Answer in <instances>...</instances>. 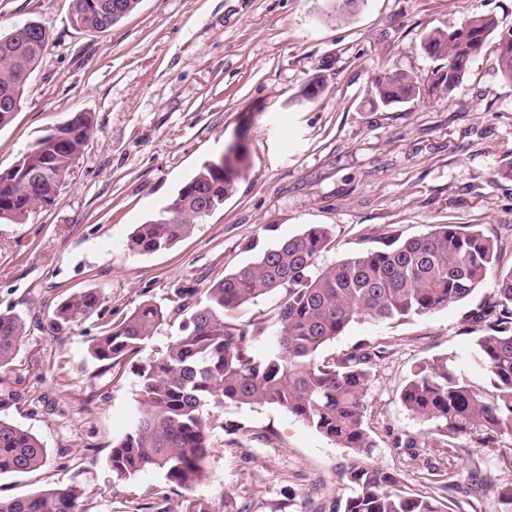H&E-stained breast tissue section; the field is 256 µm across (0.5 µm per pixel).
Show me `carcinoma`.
<instances>
[{
  "label": "carcinoma",
  "instance_id": "cac0c4a2",
  "mask_svg": "<svg viewBox=\"0 0 512 512\" xmlns=\"http://www.w3.org/2000/svg\"><path fill=\"white\" fill-rule=\"evenodd\" d=\"M138 4L73 0V19L79 27L104 32ZM47 43L45 30L33 23L0 35V128L18 111ZM423 47L448 64L441 85L449 93L488 50L496 56L501 80L512 84V28L501 27L490 14H471L453 29H434ZM420 94L415 77L384 73L375 84L374 104H406ZM93 131L92 116L79 112L0 170V220L23 224L35 207L51 204ZM247 168L242 146L205 162L157 217L135 228L128 250L148 255L175 246L207 218L203 209L223 206L237 191ZM370 239L376 247L320 265L319 258L336 249L335 237L328 225L311 224L200 295L185 290L169 309L144 301L104 324L93 338L91 355L105 374L130 363L138 379L133 425L112 443L107 457L112 474L123 478L159 470L169 482L191 487L205 475L212 405H274L345 449L339 477L351 494L337 497L333 512H447L440 498L451 501L456 493L465 494L475 510L512 504V488L488 478L478 465L464 487L450 479L432 495L403 490L401 478L374 459L377 412L367 391L385 349L361 343L340 353L330 350L354 322L425 317L491 284L489 295L463 318L478 332L471 369L446 355L418 362L399 402L430 431L425 437L398 433L392 447L403 449L412 461L421 449L431 448L451 462L462 451V439L494 450L500 437L512 435V267L501 266L506 244L478 224H434L406 239L378 230ZM278 293L277 347L257 359L251 352L253 332L227 320L226 312ZM100 306L97 291L73 293L54 308L50 327L61 331L98 314ZM175 317L181 319V334L158 354H145L159 327ZM25 333L21 315L0 313V368L12 362ZM44 459L35 434L0 419V476L36 471ZM80 495L71 486H47L0 498V512H77Z\"/></svg>",
  "mask_w": 512,
  "mask_h": 512
}]
</instances>
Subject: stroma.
Masks as SVG:
<instances>
[{
	"label": "stroma",
	"mask_w": 512,
	"mask_h": 512,
	"mask_svg": "<svg viewBox=\"0 0 512 512\" xmlns=\"http://www.w3.org/2000/svg\"><path fill=\"white\" fill-rule=\"evenodd\" d=\"M473 13L512 27V0H365L344 17L329 0H141L105 32L76 27L72 0H0V32L38 23L48 35L20 108L0 128V169L76 113L94 132L54 202L24 224L0 222V311L27 332L0 369V418L36 434L45 463L0 478V496L74 486L77 512H331L345 488L343 449L272 405L216 406L201 482L169 483L159 471L113 477L107 456L131 425L138 382L101 374L89 347L97 319L52 333L64 297L100 292L103 314L146 300L170 306L177 291L204 290L258 252L326 224L343 255L370 248L382 228L403 238L434 224H478L512 240V85L496 60L474 59L453 93L432 89L435 59L422 38ZM405 72L427 90L389 108L371 104L375 77ZM315 101L299 92L315 75ZM241 139L249 168L236 193L189 237L150 255L131 253L134 228L154 217L205 162ZM486 296L407 322L352 324L335 344L384 346L368 399L381 416L375 457L409 492H433L473 465L512 481V436L494 453L467 445L454 466L422 453L407 460L394 433L425 434L398 402L414 365L437 355L469 358L465 312ZM269 296L241 307L235 322L256 331L262 357L277 344Z\"/></svg>",
	"instance_id": "1"
}]
</instances>
